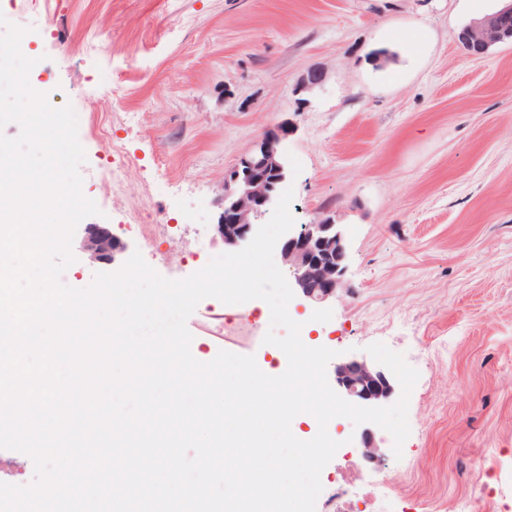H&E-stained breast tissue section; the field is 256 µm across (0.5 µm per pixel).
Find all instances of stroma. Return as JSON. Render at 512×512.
Segmentation results:
<instances>
[{
    "label": "stroma",
    "instance_id": "stroma-1",
    "mask_svg": "<svg viewBox=\"0 0 512 512\" xmlns=\"http://www.w3.org/2000/svg\"><path fill=\"white\" fill-rule=\"evenodd\" d=\"M499 0H0L24 28L29 81L72 105L82 192L128 252L182 280L224 252L215 232L225 173L263 133L284 142L294 219L333 216L348 270L335 298L292 310L303 343L365 358L381 342L419 378L402 455L335 453L316 512L388 482L372 512H512V44L469 58L459 31ZM323 82L304 88L308 69ZM138 116L128 125L129 116ZM122 183L107 187L112 163ZM139 224H168L147 237ZM262 300L224 317L229 352L270 361Z\"/></svg>",
    "mask_w": 512,
    "mask_h": 512
}]
</instances>
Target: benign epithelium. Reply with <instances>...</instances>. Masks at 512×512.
Masks as SVG:
<instances>
[{"label":"benign epithelium","mask_w":512,"mask_h":512,"mask_svg":"<svg viewBox=\"0 0 512 512\" xmlns=\"http://www.w3.org/2000/svg\"><path fill=\"white\" fill-rule=\"evenodd\" d=\"M469 46L489 49L512 37V0L496 12L474 21L461 33ZM288 123L268 129L254 148L227 172L220 201L216 231L229 247L250 243L262 219L276 203L277 186L288 178V163L281 149L290 134ZM82 250L104 266L112 265L126 246L105 224H86L82 230ZM281 257L288 265L299 295L307 302L321 303L336 296L347 268V248L340 225L331 217H321L285 233ZM336 383L350 402L363 407H379L393 393L383 373L364 359L336 365Z\"/></svg>","instance_id":"obj_1"}]
</instances>
